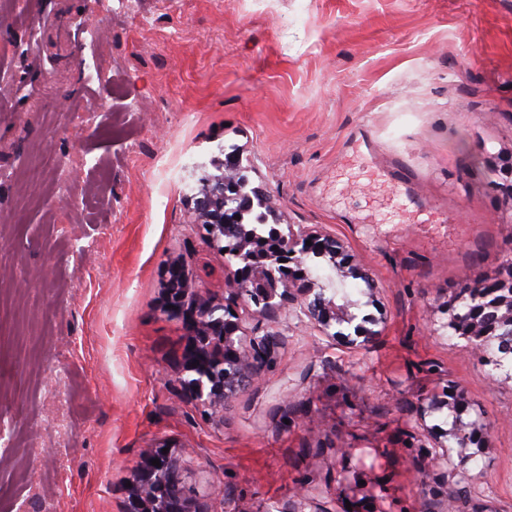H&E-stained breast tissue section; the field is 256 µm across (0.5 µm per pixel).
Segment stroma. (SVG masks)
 Masks as SVG:
<instances>
[{
	"label": "stroma",
	"mask_w": 512,
	"mask_h": 512,
	"mask_svg": "<svg viewBox=\"0 0 512 512\" xmlns=\"http://www.w3.org/2000/svg\"><path fill=\"white\" fill-rule=\"evenodd\" d=\"M242 160L277 224L342 239L379 288L307 258L372 317L296 320L223 423L173 381L164 274L223 298L240 266L191 199ZM38 183L23 174L46 155ZM448 215L420 223V208ZM512 255V0H0V512H126L169 445L213 512H421L419 394L464 392L481 500L512 512V379L446 332Z\"/></svg>",
	"instance_id": "stroma-1"
}]
</instances>
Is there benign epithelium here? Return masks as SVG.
Wrapping results in <instances>:
<instances>
[{"label":"benign epithelium","mask_w":512,"mask_h":512,"mask_svg":"<svg viewBox=\"0 0 512 512\" xmlns=\"http://www.w3.org/2000/svg\"><path fill=\"white\" fill-rule=\"evenodd\" d=\"M266 194L259 187L242 189L239 176H220L206 183L194 197V212L206 226L210 245L241 260L239 278L227 283L224 303L216 304L201 298L194 306L185 304L186 277L182 267L170 265L166 270L167 300L164 311L182 321L189 333L181 355L176 359L177 382L180 390L198 402L210 418L224 421V405L237 389L259 374L282 337L275 333L248 336L242 333L241 318L235 303L249 297L255 310L254 318L268 321L294 318L310 324L322 335H330L332 327L347 324L353 327L351 343L366 346L375 333L358 322V315L346 305L336 304L325 289L302 268V256L314 253L330 258L336 276L343 281L349 277L364 283V293L374 297L377 288L367 272L353 264L344 243L336 236L303 226L298 231L282 233L275 229L268 237L257 238L237 223L235 215L251 210L254 202H263ZM311 245H306V241ZM235 250L226 249V243ZM223 314L216 315L217 311ZM448 321L444 328L463 336L477 349L486 346L490 334L501 328H512V260L501 264L499 275L481 288L459 290L448 303ZM448 408L458 417L451 428L438 436L426 432L432 445L426 452L427 466L433 483L441 486L452 480L467 483L473 489L482 483L479 474H469L466 462H448V448L441 437H452L461 448L485 446L477 422L465 423L464 395L455 387L448 389V398L419 396L415 405L420 420ZM165 445L148 450L143 464L130 478L127 512H211L206 499L186 483L179 458L164 454ZM157 459L161 466L152 464Z\"/></svg>","instance_id":"benign-epithelium-1"}]
</instances>
